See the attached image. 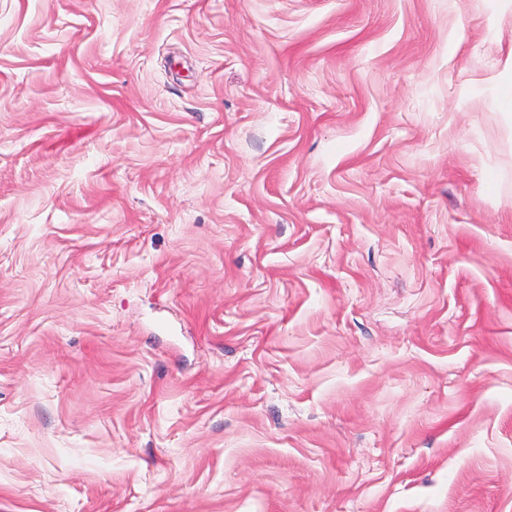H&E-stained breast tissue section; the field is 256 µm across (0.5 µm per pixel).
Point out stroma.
Segmentation results:
<instances>
[{"mask_svg": "<svg viewBox=\"0 0 512 512\" xmlns=\"http://www.w3.org/2000/svg\"><path fill=\"white\" fill-rule=\"evenodd\" d=\"M512 7L0 0V512H512Z\"/></svg>", "mask_w": 512, "mask_h": 512, "instance_id": "35a3bbf8", "label": "stroma"}]
</instances>
